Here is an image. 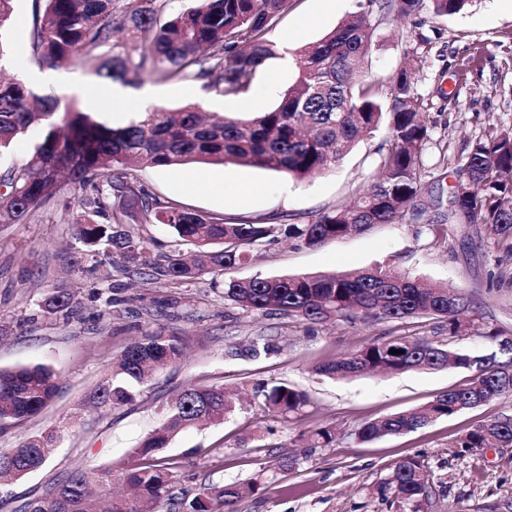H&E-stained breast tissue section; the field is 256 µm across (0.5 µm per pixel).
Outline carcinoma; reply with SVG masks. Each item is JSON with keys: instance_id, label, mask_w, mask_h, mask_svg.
Masks as SVG:
<instances>
[{"instance_id": "1", "label": "carcinoma", "mask_w": 512, "mask_h": 512, "mask_svg": "<svg viewBox=\"0 0 512 512\" xmlns=\"http://www.w3.org/2000/svg\"><path fill=\"white\" fill-rule=\"evenodd\" d=\"M381 10L402 17L429 8L437 16L461 11L468 0H375ZM288 0H193L176 13H164L160 0H140L119 14L115 0H33L28 32L30 58L41 68L58 69L83 57H96L97 76L125 84L200 80L224 97L243 98L255 74L277 54L267 39ZM374 29L368 15L340 23L323 38L300 49L296 80L271 110L249 118L222 116L204 120L199 106L179 110L157 107L114 126L74 102L60 104L36 95L22 80H0V153L36 125L38 139L25 163L0 173V224H20L55 201L60 178L67 176L95 196L82 199L83 214L75 235L86 252L126 268L149 271L171 282H189L221 272L224 300L254 314L278 310L304 323L329 320L354 323L403 322L421 315L448 324V335L467 331L459 315L480 314V306L463 294L448 300V288L410 272L380 267L327 275L228 276L244 265L250 246L282 234L314 247L375 224H393L418 216L424 150L429 139L425 105L408 72L400 69L379 80H356L368 68ZM386 131L377 151L382 177L369 183L343 208L325 211L307 224L228 222L218 214L203 215L173 201L149 195L127 174L129 167L162 168L194 163L237 164L304 179L336 168L358 140ZM455 184L468 186L458 199L448 196V210H462L467 224L486 230L512 251V129L488 125L470 142L454 168ZM143 219L166 226L175 239L165 255H157L152 239L128 229ZM197 249L188 263L181 245ZM75 295L66 289L49 294L42 313L65 321L75 314ZM489 353L452 351L417 336H381L354 352L315 366L317 374L346 379L380 370L403 373L448 366L474 372L467 383L451 388L427 404L379 417L356 431L362 443L415 432L468 409L512 396V347L498 331L484 335ZM400 346L402 353L391 350ZM187 349L181 336L146 334L131 342L116 369L94 391L96 407L130 402L137 386L178 362ZM60 389L46 365L0 368V432L37 415ZM268 412L290 417L310 404V395L291 384L260 386ZM224 386L190 388L165 409L164 422L145 437L120 467L77 470L33 496L16 512H211L222 503L227 512L255 485L209 484L193 497L171 493L177 463L157 455L181 431L202 421L221 422L234 411ZM54 432L32 436L16 448H0V479L18 480L45 468L55 448ZM336 441L330 425L311 434L312 447ZM460 448L512 446V415L502 413L481 422L457 440ZM120 480L130 497L112 496ZM432 484L424 463L408 456L377 486L384 498L393 495L402 512H425Z\"/></svg>"}]
</instances>
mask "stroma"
Masks as SVG:
<instances>
[{
    "label": "stroma",
    "instance_id": "1",
    "mask_svg": "<svg viewBox=\"0 0 512 512\" xmlns=\"http://www.w3.org/2000/svg\"><path fill=\"white\" fill-rule=\"evenodd\" d=\"M360 2L289 0L268 38L277 47L293 49L316 41L359 14ZM371 22L376 29L373 76L410 67L424 98L430 140L425 150L428 175L420 194L422 219L377 224L315 247L280 235L267 238L252 246L250 264L233 275L369 267L408 271L472 295L480 305L473 328L452 337L446 324L426 317L403 325L304 324L288 315L249 314L228 305L224 278L217 274L173 284L95 264L74 235L85 193L63 184L55 204L25 223L0 225V367L45 364L61 384L41 413L0 433V448L15 447L44 431L58 435L49 466L8 485L13 497L42 493L78 468L123 461L159 426L164 409L183 390L221 385L238 398L235 412L223 422L184 430L164 450L178 462L174 493L192 495L208 484L247 481L257 489L236 503L237 512H400L397 500L380 498L376 487L400 458L417 455L437 492L429 512H494L512 501V447L466 450L456 445L479 422L511 414L512 397L413 433L361 443L355 431L363 422L420 407L466 383L470 371L448 368L332 380L313 370L319 362L392 333L481 352L487 349L482 332L496 328L512 335V255L469 226H453L445 239L429 231L446 219L448 188L454 181L448 159L459 156L490 124L512 129V0H472L450 16L424 12L401 18L376 11ZM31 23L32 0H18L14 20L0 32L5 48L1 72H34L27 50ZM297 75V62L285 65L276 56L256 73L243 98L223 97L196 81L147 82L125 92L133 100L151 94L168 109L197 104L210 113L244 118L273 108ZM384 139L380 131L361 140L335 169L314 178L230 163L137 168L133 175L148 193L204 215L300 224L345 205L376 177L377 151ZM59 288L73 291L78 303V319L67 324L40 311L44 297ZM159 329L186 339L183 360L138 388L128 404L87 408L90 394L124 347ZM260 338L269 342L270 351L250 355V345ZM277 382L310 395V405L295 419L269 414L255 394L257 385ZM322 425L335 427V442L308 447L312 430ZM291 454L299 458L296 467L281 468V459Z\"/></svg>",
    "mask_w": 512,
    "mask_h": 512
}]
</instances>
